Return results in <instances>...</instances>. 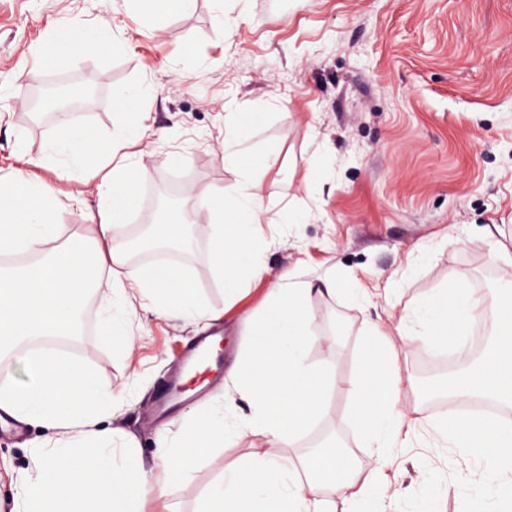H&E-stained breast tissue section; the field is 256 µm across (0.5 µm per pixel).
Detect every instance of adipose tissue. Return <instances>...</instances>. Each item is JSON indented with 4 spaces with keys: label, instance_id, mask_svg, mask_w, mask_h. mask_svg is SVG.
<instances>
[{
    "label": "adipose tissue",
    "instance_id": "1",
    "mask_svg": "<svg viewBox=\"0 0 512 512\" xmlns=\"http://www.w3.org/2000/svg\"><path fill=\"white\" fill-rule=\"evenodd\" d=\"M127 135L107 143L73 126L60 127L31 170L0 176V255L27 256L20 274L0 271V346L18 347L24 374L0 368V411L49 432L31 451L41 475L26 484L12 512H143L150 491L190 475L212 448L249 436L266 449H249L225 465L200 498L195 512H386L387 470L407 430L416 428L401 406L404 382L395 337L412 336L430 349L456 347L476 315L492 314L495 345L466 375L450 382L449 393L494 398L512 408V309L488 307L458 281L426 297L388 323H370L363 342V364L348 390L349 420L364 447L367 468L352 464L336 448L290 455L298 438L321 414L334 357L310 363L321 344L309 311L312 290L301 284L273 288L262 315L253 322V340L224 377V390L186 421L184 432L159 429L157 468H144L134 439L121 438L108 421L120 396L98 385L95 370L50 351L24 348L36 336L70 335L82 304L99 277H108L112 305L99 318L101 337L128 349L127 331L136 309L131 293L146 300L156 316L177 315L195 323L210 314L197 297L191 277L173 267H135L118 240L128 202L146 167H133ZM224 158L237 169L232 189L202 196L192 210L160 224L162 240L184 243L201 212L212 228L210 259L229 303L266 269L262 259L267 208L262 178L249 162L237 115H224ZM49 167L75 177L96 169L102 192L89 211L86 235L55 248L59 226L53 192L32 170ZM453 455L482 464L488 476L476 497L464 498L461 512H512V418L486 423L481 437L471 435L465 418L433 422Z\"/></svg>",
    "mask_w": 512,
    "mask_h": 512
}]
</instances>
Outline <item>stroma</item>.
I'll list each match as a JSON object with an SVG mask.
<instances>
[{"label": "stroma", "instance_id": "35a3bbf8", "mask_svg": "<svg viewBox=\"0 0 512 512\" xmlns=\"http://www.w3.org/2000/svg\"><path fill=\"white\" fill-rule=\"evenodd\" d=\"M155 10L157 21L148 23L126 0H0V169L23 167L64 125L109 141L123 123L113 94L138 86L148 93L138 128L147 182L175 187L187 201L233 187L224 115L238 113L246 147L267 170L268 272L225 308L208 254L209 221L201 219L180 265L219 319L140 316L128 326L133 349L124 352L99 332V315L112 302L103 278L67 356L95 368L100 387L123 391L112 424L136 438L149 467L157 429L179 435L186 415L222 391L223 376L191 380L185 399L158 418L162 387L182 351L202 334L222 335L216 355L229 367L252 341L241 318L260 307L268 289L311 283L310 312L326 340L309 356L318 362L334 354L336 367L323 411L298 444L306 450L317 438L335 437L357 466H367L368 451L349 427L347 392L365 326L384 312L358 304L351 289L391 287L405 306L463 280L474 297L512 300L493 257L512 253V0H157ZM74 19L109 51L51 58L47 33L77 41ZM60 73L90 85L105 81L109 92L79 119L29 112V90ZM38 175L56 191L61 239L85 234L96 180H61L45 169ZM79 195L87 207L76 203ZM326 278L337 294L321 292ZM396 344L400 370L412 382L405 407L430 419L456 411L446 397L423 392L448 380L447 372L427 368L426 348L410 336ZM39 437L38 427L0 420V512H11L33 466L29 445ZM248 446L216 449L194 477L168 486V501L177 512H194L205 488ZM389 475L413 499L424 498L426 482L440 483L445 493L428 502L429 512H459L480 481L477 468L439 448L428 428L397 449Z\"/></svg>", "mask_w": 512, "mask_h": 512}]
</instances>
